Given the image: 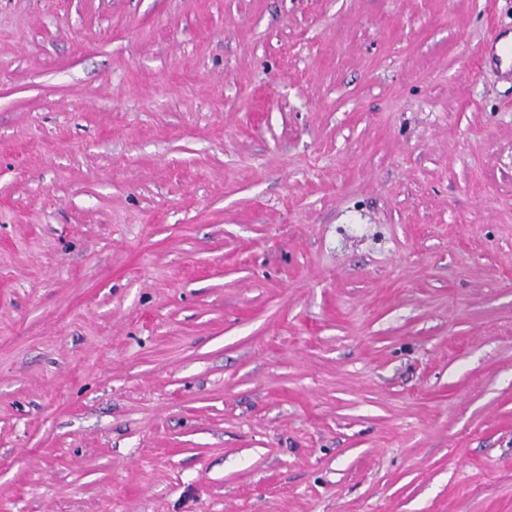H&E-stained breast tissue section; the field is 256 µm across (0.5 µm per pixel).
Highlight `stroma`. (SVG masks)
Wrapping results in <instances>:
<instances>
[{"label": "stroma", "mask_w": 512, "mask_h": 512, "mask_svg": "<svg viewBox=\"0 0 512 512\" xmlns=\"http://www.w3.org/2000/svg\"><path fill=\"white\" fill-rule=\"evenodd\" d=\"M512 0H0V512H512Z\"/></svg>", "instance_id": "stroma-1"}]
</instances>
